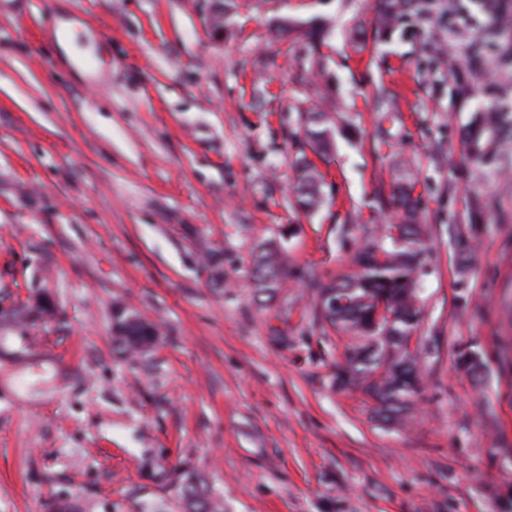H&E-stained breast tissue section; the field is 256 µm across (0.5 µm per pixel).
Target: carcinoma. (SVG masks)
<instances>
[{"label":"carcinoma","mask_w":512,"mask_h":512,"mask_svg":"<svg viewBox=\"0 0 512 512\" xmlns=\"http://www.w3.org/2000/svg\"><path fill=\"white\" fill-rule=\"evenodd\" d=\"M414 8L422 15L431 12L429 0H386L380 25L393 27L399 14ZM502 112L485 115L469 132L467 147L478 160L500 142ZM322 115L312 117L294 137L321 159L328 157L330 132ZM296 188L298 207L314 210L322 203V174L315 163L302 155ZM416 182L407 173L389 196H380L381 207L392 210L398 222L390 224L385 240L365 242L355 258L357 270L318 286V313L336 333L350 337L343 361L336 371V384L359 391L377 403L376 415L384 423L403 424L411 417L414 399L421 393L423 373L410 342L420 321L418 278L427 251L419 207L414 197ZM287 260L272 244L263 247L254 264L255 288L274 294L286 278ZM115 325L122 327L120 341L130 350H144L154 341L155 328L133 311L117 308ZM183 512H213L201 481L182 485Z\"/></svg>","instance_id":"1"}]
</instances>
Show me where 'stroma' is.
<instances>
[{
    "instance_id": "stroma-1",
    "label": "stroma",
    "mask_w": 512,
    "mask_h": 512,
    "mask_svg": "<svg viewBox=\"0 0 512 512\" xmlns=\"http://www.w3.org/2000/svg\"><path fill=\"white\" fill-rule=\"evenodd\" d=\"M434 2L384 33L382 0H0V301L57 308L0 326V512H182L189 472L220 512H512V147L464 149L479 113H512V0ZM284 23L321 27L319 53ZM336 110L306 215L292 134ZM408 165L425 380L394 425L335 386L316 286L394 221L378 200ZM269 243L288 278L265 301ZM119 304L151 347L117 343ZM287 260L273 245L263 247L254 264L255 288L261 293L275 294L286 280Z\"/></svg>"
}]
</instances>
